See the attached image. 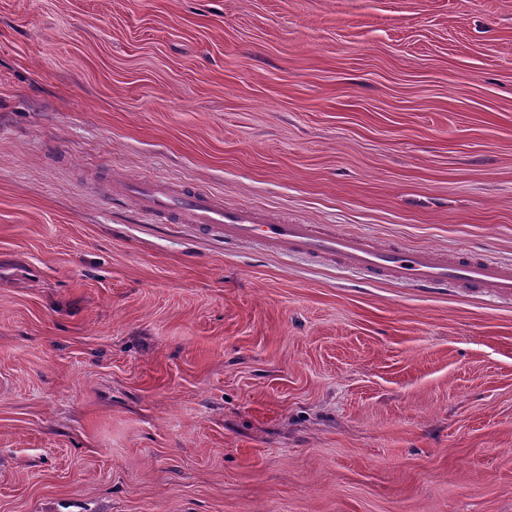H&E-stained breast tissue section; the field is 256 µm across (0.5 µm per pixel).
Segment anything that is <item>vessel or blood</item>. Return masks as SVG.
I'll use <instances>...</instances> for the list:
<instances>
[{
  "label": "vessel or blood",
  "instance_id": "obj_1",
  "mask_svg": "<svg viewBox=\"0 0 512 512\" xmlns=\"http://www.w3.org/2000/svg\"><path fill=\"white\" fill-rule=\"evenodd\" d=\"M106 189L108 195L132 199L154 220L188 224L228 241H255L273 251L286 248L337 263L370 280L449 285L512 298V264L483 257L464 260L395 243L382 245L364 235L271 216L252 206H227L214 194L161 179L110 181Z\"/></svg>",
  "mask_w": 512,
  "mask_h": 512
}]
</instances>
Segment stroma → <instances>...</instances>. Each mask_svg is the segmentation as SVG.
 <instances>
[{
    "label": "stroma",
    "mask_w": 512,
    "mask_h": 512,
    "mask_svg": "<svg viewBox=\"0 0 512 512\" xmlns=\"http://www.w3.org/2000/svg\"><path fill=\"white\" fill-rule=\"evenodd\" d=\"M108 173L512 262V0H0V512H512V301ZM105 186L108 195L132 199L155 221L190 224L205 235H223L224 242L255 241L273 251L287 248L336 262L369 280L387 278L428 287L451 285L512 298V264L483 257L464 260L396 243L382 245L364 235L271 216L252 206H226L216 195L182 183L142 179L110 181Z\"/></svg>",
    "instance_id": "1"
}]
</instances>
